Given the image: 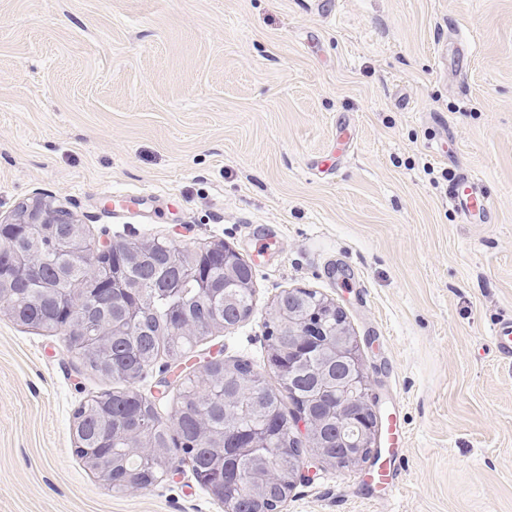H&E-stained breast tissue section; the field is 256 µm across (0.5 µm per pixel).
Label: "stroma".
Wrapping results in <instances>:
<instances>
[{
  "instance_id": "stroma-1",
  "label": "stroma",
  "mask_w": 512,
  "mask_h": 512,
  "mask_svg": "<svg viewBox=\"0 0 512 512\" xmlns=\"http://www.w3.org/2000/svg\"><path fill=\"white\" fill-rule=\"evenodd\" d=\"M462 172L489 222L450 200ZM40 194L96 246L249 262L253 314L197 362L266 369L283 291L343 309L404 424L397 487L308 455L281 512H512V362L492 346L512 315V0H0V216ZM165 370L135 387L167 420ZM112 386L0 304V512H224L178 452L150 488L98 481L73 413Z\"/></svg>"
}]
</instances>
